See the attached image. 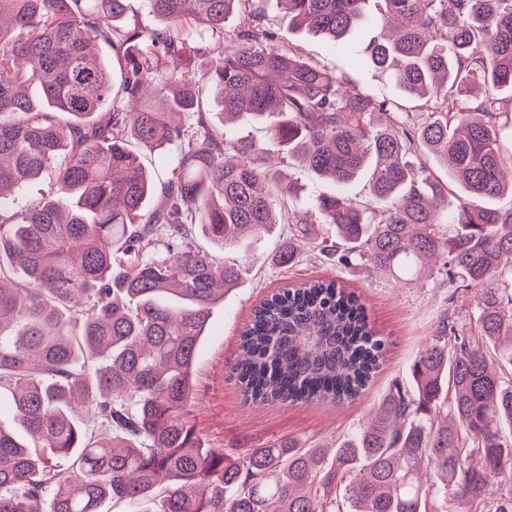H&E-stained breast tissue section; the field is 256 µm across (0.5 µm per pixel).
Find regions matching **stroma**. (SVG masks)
<instances>
[{
	"label": "stroma",
	"instance_id": "35a3bbf8",
	"mask_svg": "<svg viewBox=\"0 0 512 512\" xmlns=\"http://www.w3.org/2000/svg\"><path fill=\"white\" fill-rule=\"evenodd\" d=\"M263 8L262 26L277 45L318 63L361 92L411 110L412 101L389 73L356 60L358 51L379 31L375 21L334 42L292 26L277 0H263ZM288 172L297 185L291 201L295 211H307L319 196L336 192L359 203L369 200L366 178L339 187L296 162L291 163ZM287 244L288 227L282 224L271 234L252 238L246 247L224 253L225 258L243 262V274L237 287L211 309L207 334L198 352L189 410L192 423L209 447L223 449L229 456L239 457L247 449L284 439L305 448L335 447L365 423L393 384L407 381L410 363L434 338L441 316H449L469 330L476 326V289L443 286L429 271L400 282L369 266L330 263L312 251L303 253L293 264L282 265L276 257ZM310 280H335L360 296L372 326L385 343L381 368L353 401L336 405L245 404L228 372L237 354L241 330L254 307L268 295Z\"/></svg>",
	"mask_w": 512,
	"mask_h": 512
}]
</instances>
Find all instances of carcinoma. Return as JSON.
<instances>
[{"label": "carcinoma", "instance_id": "1", "mask_svg": "<svg viewBox=\"0 0 512 512\" xmlns=\"http://www.w3.org/2000/svg\"><path fill=\"white\" fill-rule=\"evenodd\" d=\"M146 2L164 27L122 24L127 0H0V390L25 432L0 423V512H99L105 498L151 512L158 490L159 512H512V207L472 204L512 195V0H379L390 34L364 61L390 72L420 120L277 46L256 0ZM277 2L335 39L366 21V0ZM235 13L246 23L228 36ZM188 25L221 44L200 82L185 79L199 51ZM207 89L222 129L206 119ZM274 112L286 120L266 141L233 134L241 115ZM134 143L180 146L161 190ZM286 149L337 185L366 176L380 208L335 194L315 222L285 212ZM432 158L461 188L451 201ZM48 171L53 191L15 209ZM285 223L283 265L314 243L407 280L437 256L446 285L483 289L477 331L443 315L412 390L394 386L328 467L325 449L290 440L228 458L187 415L211 306L241 276L193 244L195 229L223 251ZM384 349L360 298L316 280L254 309L230 369L248 403H336L360 395Z\"/></svg>", "mask_w": 512, "mask_h": 512}]
</instances>
